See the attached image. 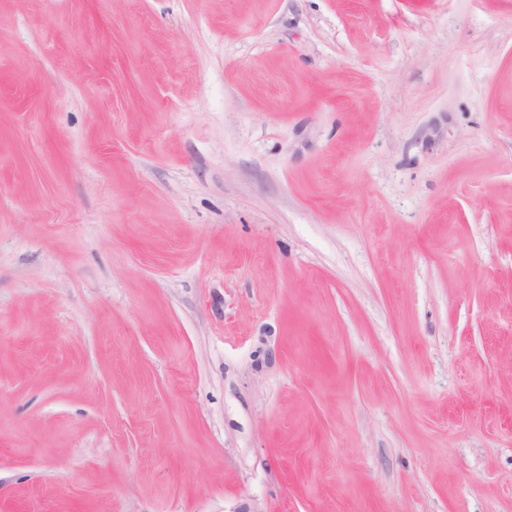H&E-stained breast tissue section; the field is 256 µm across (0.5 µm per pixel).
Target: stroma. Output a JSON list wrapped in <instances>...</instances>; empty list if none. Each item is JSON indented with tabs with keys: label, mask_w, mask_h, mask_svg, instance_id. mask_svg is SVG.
Masks as SVG:
<instances>
[{
	"label": "stroma",
	"mask_w": 512,
	"mask_h": 512,
	"mask_svg": "<svg viewBox=\"0 0 512 512\" xmlns=\"http://www.w3.org/2000/svg\"><path fill=\"white\" fill-rule=\"evenodd\" d=\"M0 512H512V0H0Z\"/></svg>",
	"instance_id": "obj_1"
}]
</instances>
